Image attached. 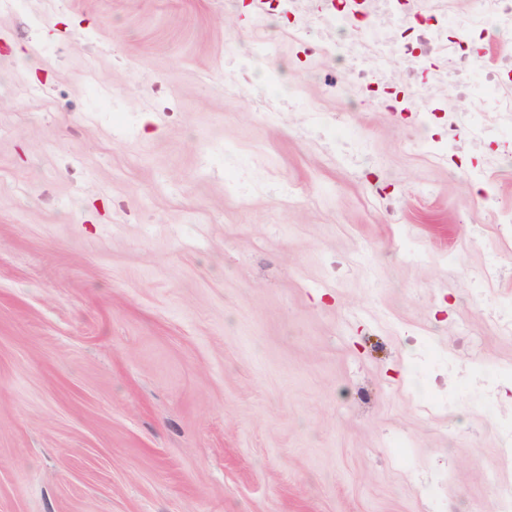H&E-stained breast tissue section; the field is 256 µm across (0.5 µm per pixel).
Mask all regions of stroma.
I'll use <instances>...</instances> for the list:
<instances>
[{
	"instance_id": "stroma-1",
	"label": "stroma",
	"mask_w": 512,
	"mask_h": 512,
	"mask_svg": "<svg viewBox=\"0 0 512 512\" xmlns=\"http://www.w3.org/2000/svg\"><path fill=\"white\" fill-rule=\"evenodd\" d=\"M494 8L396 16L479 48V83L512 33L462 21ZM364 40L249 0H0V512H493L512 124L424 98L435 52L344 90Z\"/></svg>"
}]
</instances>
